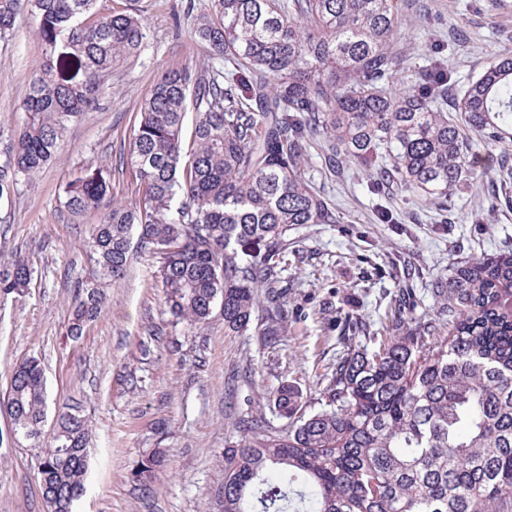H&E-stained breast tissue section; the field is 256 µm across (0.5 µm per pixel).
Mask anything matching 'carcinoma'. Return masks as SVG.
Masks as SVG:
<instances>
[{
    "mask_svg": "<svg viewBox=\"0 0 512 512\" xmlns=\"http://www.w3.org/2000/svg\"><path fill=\"white\" fill-rule=\"evenodd\" d=\"M97 0H0V39L33 17L44 62L30 77L18 137L0 150V198L64 147L71 124L97 109L112 68L137 59L147 29L140 10L101 12ZM192 35L216 64L161 71L139 104L129 163L140 198L107 201L103 171L65 188L74 214L100 213L86 247L100 276L117 280L133 235L161 259L171 314L205 323L221 302L224 327L251 321L255 289L277 307L264 335L288 317L280 303L288 228L334 224L336 213L306 182L305 143L329 164L379 166L382 180L443 200L477 180L469 129L512 143V56L497 59L448 101L439 60L417 88L390 92L407 65L395 48L398 0H186ZM194 144H183L188 106ZM29 262L0 263V296L28 287ZM436 318L410 325L399 313L379 350L336 364L325 408L298 415L287 386L272 395L289 419L224 454V512H512V253L454 264L433 289ZM103 293L81 288L70 334L101 313ZM447 329L440 345L426 338ZM43 370H13L7 399L14 432L30 438L44 416ZM88 421L65 413L52 450H39L37 482L49 512H75L85 491ZM161 449L141 460L151 489Z\"/></svg>",
    "mask_w": 512,
    "mask_h": 512,
    "instance_id": "carcinoma-1",
    "label": "carcinoma"
}]
</instances>
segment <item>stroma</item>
Returning <instances> with one entry per match:
<instances>
[{
  "mask_svg": "<svg viewBox=\"0 0 512 512\" xmlns=\"http://www.w3.org/2000/svg\"><path fill=\"white\" fill-rule=\"evenodd\" d=\"M179 0H139L148 40L137 60L113 69L98 109L67 133V146L35 177L0 199V262L25 256L29 288L0 298V399L17 363L38 359L47 403L39 441L13 434L0 412V512H46L36 479V444L50 443L62 412L84 416L92 431L87 491L77 512H222L224 451L240 447L241 424L265 430L287 424L267 400L288 385L302 395L301 411L323 407L322 392L337 360L355 350L374 351L390 334L401 309L415 323L438 308L433 286L456 262L512 251V145L471 135L478 179L439 209L415 191L390 184L373 191L377 170L352 162L326 164L318 146L306 149L307 182L335 209L333 224L288 230L282 276L288 283V318L275 340L265 289H257L247 329L224 327L221 308L192 328L167 312L160 260L133 251L118 282L92 276L85 240L98 214L73 217L63 189L87 167L103 170L114 201L132 204L138 187L128 154L135 112L159 73L211 66L192 23L174 24ZM404 16L396 47L410 66L392 88L414 89L436 58L445 59L452 87L460 89L504 54L512 55V10L489 0H399ZM42 51L33 25L21 21L0 40V146L18 133L20 103ZM103 289L101 314L81 336L69 334L78 285ZM352 314L366 330H343ZM164 449L165 465L151 491L136 481L137 464Z\"/></svg>",
  "mask_w": 512,
  "mask_h": 512,
  "instance_id": "obj_1",
  "label": "stroma"
}]
</instances>
